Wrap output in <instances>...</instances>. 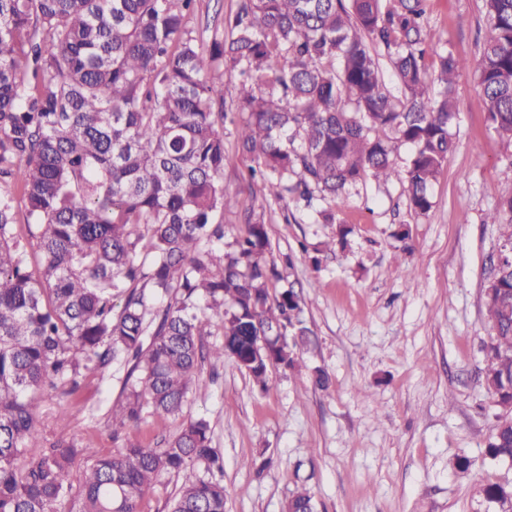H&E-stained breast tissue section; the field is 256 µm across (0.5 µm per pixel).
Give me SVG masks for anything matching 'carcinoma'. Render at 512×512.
<instances>
[{"label": "carcinoma", "instance_id": "1", "mask_svg": "<svg viewBox=\"0 0 512 512\" xmlns=\"http://www.w3.org/2000/svg\"><path fill=\"white\" fill-rule=\"evenodd\" d=\"M195 2L0 0V183L12 186L0 190V512H57L81 453L69 440L43 445L36 394L72 396L80 370L121 361L111 419L129 428L147 410L180 415L207 360L229 357L270 391L269 366L295 368L309 336L298 295L270 294L264 224H246L224 252V113L186 30ZM484 5L477 85L495 134L512 143V0ZM425 14L426 0H240L210 58L241 78L238 147L270 196L343 205L371 176L403 182L415 212L431 209L466 62L439 46ZM396 143L412 150L403 170ZM488 222L504 224L512 247V196ZM486 299L481 382L512 408V258ZM212 325L224 342L206 349ZM257 336L275 340L258 351ZM485 455L512 464L511 414L497 416ZM223 471L210 422L191 418L162 447L95 459L78 512H141L167 474L183 477L169 512H224ZM482 494L512 505V481ZM314 509L306 488L286 504Z\"/></svg>", "mask_w": 512, "mask_h": 512}]
</instances>
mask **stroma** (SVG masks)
Instances as JSON below:
<instances>
[{
  "label": "stroma",
  "mask_w": 512,
  "mask_h": 512,
  "mask_svg": "<svg viewBox=\"0 0 512 512\" xmlns=\"http://www.w3.org/2000/svg\"><path fill=\"white\" fill-rule=\"evenodd\" d=\"M238 6L196 0L186 27L210 43ZM426 18L467 66L456 80V147L424 214L410 208L401 182L370 177L337 209L333 225L314 223V209L274 200L237 150L239 84L210 67L224 96V249L233 251L247 222L266 225L281 275L273 290L299 295L310 342L296 369H270V391L233 360L208 362V390L190 394L182 417L148 414L117 432L109 410L125 364L82 371L74 396L43 394V437L82 449L59 512H76L81 474L96 457L130 441L160 446L183 418L199 416L209 420L224 460L226 512H284L303 487L317 512H501L481 488L512 467L484 457L500 409L480 370L489 341L486 288L502 233L485 216L512 196V143L490 129L477 92L483 0H428ZM340 223L351 229L346 249L325 250ZM305 245L320 248L319 266L302 253ZM318 367L331 378L324 391L313 383ZM260 456L272 464L258 475L248 462ZM461 456L473 459L470 469L457 467Z\"/></svg>",
  "instance_id": "35a3bbf8"
}]
</instances>
